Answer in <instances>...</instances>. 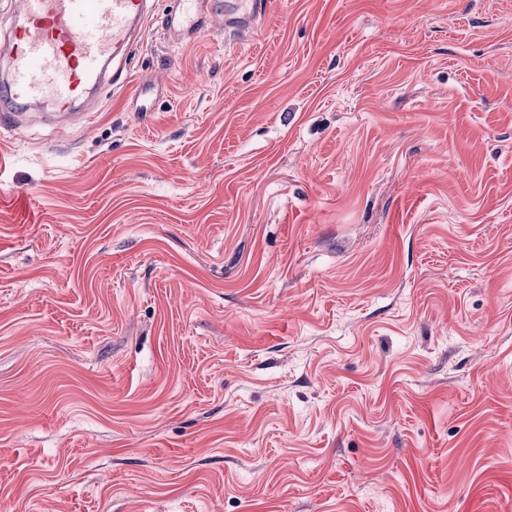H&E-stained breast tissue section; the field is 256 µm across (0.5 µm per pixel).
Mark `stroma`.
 I'll return each mask as SVG.
<instances>
[{
	"label": "stroma",
	"mask_w": 512,
	"mask_h": 512,
	"mask_svg": "<svg viewBox=\"0 0 512 512\" xmlns=\"http://www.w3.org/2000/svg\"><path fill=\"white\" fill-rule=\"evenodd\" d=\"M0 134V512H512V0H251Z\"/></svg>",
	"instance_id": "obj_1"
}]
</instances>
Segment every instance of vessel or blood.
Segmentation results:
<instances>
[{"instance_id": "obj_1", "label": "vessel or blood", "mask_w": 512, "mask_h": 512, "mask_svg": "<svg viewBox=\"0 0 512 512\" xmlns=\"http://www.w3.org/2000/svg\"><path fill=\"white\" fill-rule=\"evenodd\" d=\"M151 0H19L9 30L13 49L0 79V129L25 126L31 105L73 111L112 84L111 67L127 60ZM218 0H175L169 31L207 27Z\"/></svg>"}]
</instances>
